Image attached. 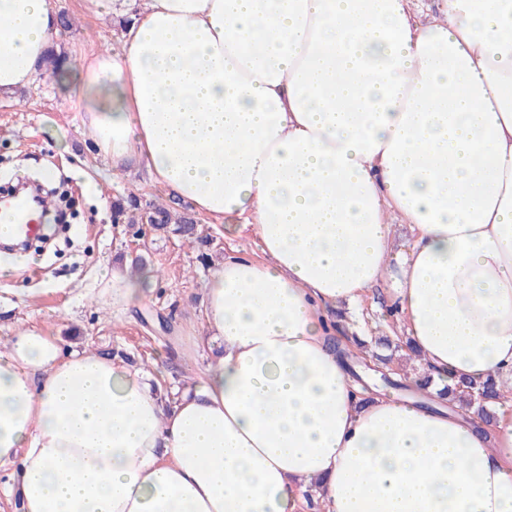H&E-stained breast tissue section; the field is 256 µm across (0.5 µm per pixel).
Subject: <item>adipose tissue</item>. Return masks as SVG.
<instances>
[{
	"label": "adipose tissue",
	"mask_w": 512,
	"mask_h": 512,
	"mask_svg": "<svg viewBox=\"0 0 512 512\" xmlns=\"http://www.w3.org/2000/svg\"><path fill=\"white\" fill-rule=\"evenodd\" d=\"M118 52L49 61L50 0H0V99L71 77L96 155L262 259L210 277L219 352L154 374L30 326L0 354V469L21 512H512V415L359 404L327 344L388 289L433 380L512 385V0H88ZM413 243L393 251V218ZM156 278L105 271L126 305Z\"/></svg>",
	"instance_id": "1"
}]
</instances>
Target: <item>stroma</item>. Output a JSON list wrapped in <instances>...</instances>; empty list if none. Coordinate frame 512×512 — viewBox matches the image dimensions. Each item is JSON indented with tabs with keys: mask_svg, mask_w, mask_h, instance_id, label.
<instances>
[{
	"mask_svg": "<svg viewBox=\"0 0 512 512\" xmlns=\"http://www.w3.org/2000/svg\"><path fill=\"white\" fill-rule=\"evenodd\" d=\"M67 24L54 46L64 54L112 50L120 41L121 23L111 15H95L86 0H51ZM78 96L72 82L39 83L0 103V179L20 169L38 176L41 166L54 167L68 183L77 217L69 236L71 248L54 256L38 250L1 254L0 264L20 270L0 277V351L15 332L36 324L64 345L104 355L125 352L133 366L160 369L167 403L197 382L213 358L204 338L202 299L205 286L224 258L245 254L261 258V246L248 231L227 232L223 225L195 216L190 204L151 185L142 164L112 167L91 161L88 176L75 175V156L87 152ZM141 203H162L191 217L197 240L171 230L147 231L132 238L126 225L112 221L117 196ZM157 278L154 290L127 307L113 305L100 287L106 268L130 270L135 255ZM28 303H21V295Z\"/></svg>",
	"mask_w": 512,
	"mask_h": 512,
	"instance_id": "1",
	"label": "stroma"
}]
</instances>
